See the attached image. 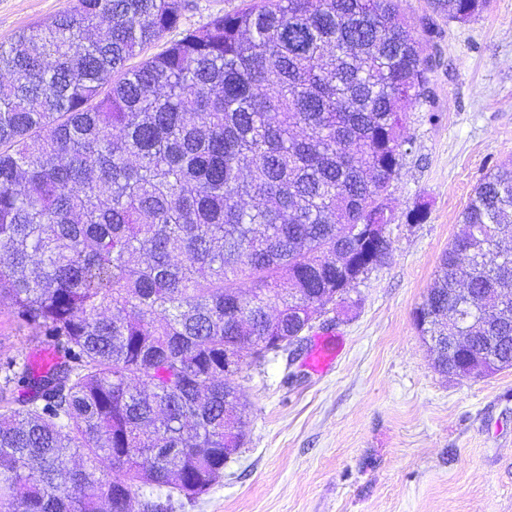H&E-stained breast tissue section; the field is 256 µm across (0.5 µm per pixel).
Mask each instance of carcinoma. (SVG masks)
<instances>
[{"label": "carcinoma", "mask_w": 512, "mask_h": 512, "mask_svg": "<svg viewBox=\"0 0 512 512\" xmlns=\"http://www.w3.org/2000/svg\"><path fill=\"white\" fill-rule=\"evenodd\" d=\"M487 0H432L450 22ZM69 0L0 45V306L46 337L0 386V512H171L224 475V353L277 340L379 266L359 224L429 97L427 23L399 0ZM418 310L512 368V160L461 212ZM434 368L448 347L425 342ZM189 3L184 11L183 25L177 31L166 35V38L147 51V54L159 52L166 41L180 37L179 32L185 28H195L203 25L211 18L241 8L245 0H186Z\"/></svg>", "instance_id": "obj_1"}]
</instances>
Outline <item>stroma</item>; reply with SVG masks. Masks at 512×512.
<instances>
[{
  "instance_id": "stroma-1",
  "label": "stroma",
  "mask_w": 512,
  "mask_h": 512,
  "mask_svg": "<svg viewBox=\"0 0 512 512\" xmlns=\"http://www.w3.org/2000/svg\"><path fill=\"white\" fill-rule=\"evenodd\" d=\"M66 0H0V43L54 17ZM440 64L430 99L410 112L408 151L386 195L387 259L324 309L300 354L243 365L236 381L245 443L224 475L173 512H512V369L447 378L414 322L441 254L462 233L474 187L512 159V0L459 23L429 0ZM422 221H415L416 211ZM40 342L0 308V378ZM340 346L310 371L318 343Z\"/></svg>"
}]
</instances>
